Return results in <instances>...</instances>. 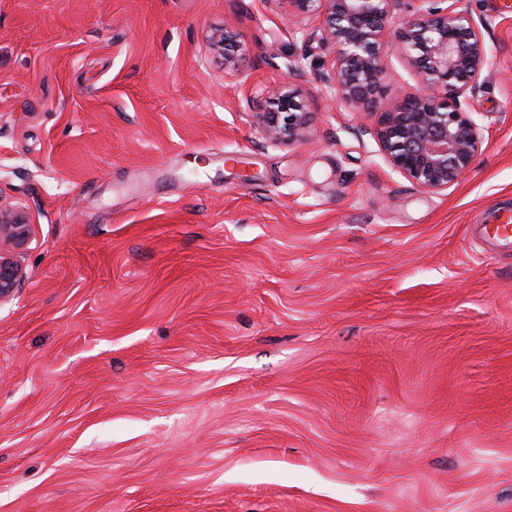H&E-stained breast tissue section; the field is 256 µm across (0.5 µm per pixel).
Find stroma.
Segmentation results:
<instances>
[{"label":"stroma","instance_id":"obj_1","mask_svg":"<svg viewBox=\"0 0 512 512\" xmlns=\"http://www.w3.org/2000/svg\"><path fill=\"white\" fill-rule=\"evenodd\" d=\"M472 168L438 192L264 0H0V195L37 247L0 306V512H512V0ZM236 30L229 73L210 34ZM299 60L303 142L249 97ZM419 87L389 48L378 112ZM492 224L480 228L481 241L499 252H512V210L498 209L492 214Z\"/></svg>","mask_w":512,"mask_h":512}]
</instances>
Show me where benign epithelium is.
<instances>
[{"label": "benign epithelium", "mask_w": 512, "mask_h": 512, "mask_svg": "<svg viewBox=\"0 0 512 512\" xmlns=\"http://www.w3.org/2000/svg\"><path fill=\"white\" fill-rule=\"evenodd\" d=\"M270 7L315 16L323 39L334 49L330 89L356 113H374L385 74L386 27L401 0H265ZM426 7L399 18L395 38L408 53L420 88L392 112L379 113L375 136L392 170L427 191L446 190L471 168L482 145L481 126L467 100L483 85L488 70L485 23L456 7L460 0H421ZM239 35L224 29L211 35V50L224 69L241 64ZM287 78L252 100L256 125L266 139L293 144L308 124L305 101L295 81L296 61ZM30 207L0 194V306L11 302L27 277L24 259L37 242Z\"/></svg>", "instance_id": "obj_1"}]
</instances>
